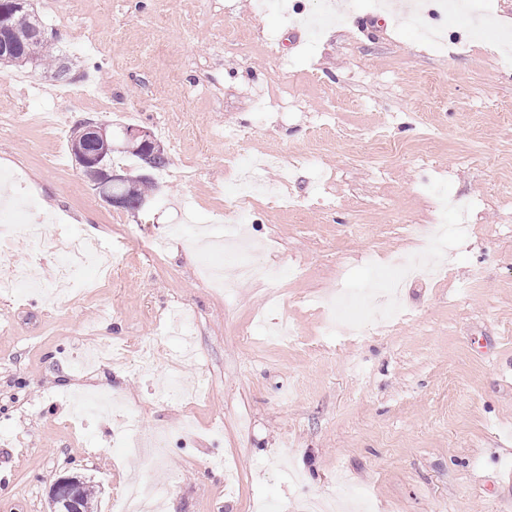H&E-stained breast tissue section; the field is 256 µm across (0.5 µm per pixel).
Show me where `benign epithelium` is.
Listing matches in <instances>:
<instances>
[{"mask_svg": "<svg viewBox=\"0 0 512 512\" xmlns=\"http://www.w3.org/2000/svg\"><path fill=\"white\" fill-rule=\"evenodd\" d=\"M21 3L22 0H3L0 3V62L11 59L8 52L11 10ZM126 136L141 140L152 154L162 151L150 130L145 127L133 128L126 132ZM72 142L73 160L82 175L99 189L102 199L108 205L117 209L125 208L126 203L122 197L107 191V186L112 181L125 179V176L107 170L108 150L114 148L112 134L108 133L107 125L92 121L83 123L73 130ZM77 485L78 479L75 477L61 476L54 481L51 486V499L56 512H83L77 500Z\"/></svg>", "mask_w": 512, "mask_h": 512, "instance_id": "obj_1", "label": "benign epithelium"}]
</instances>
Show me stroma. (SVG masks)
<instances>
[{
	"label": "stroma",
	"instance_id": "obj_1",
	"mask_svg": "<svg viewBox=\"0 0 512 512\" xmlns=\"http://www.w3.org/2000/svg\"><path fill=\"white\" fill-rule=\"evenodd\" d=\"M375 2L31 0L40 19L69 23L49 26L50 56L0 63V172L21 177L9 195L97 239L114 268L106 281L85 270L79 300L55 297L49 235L44 293L0 298V512H54L62 475L86 483L92 512H112L137 475L161 485L164 512L312 495L347 512H512L499 474L512 461V0H481L478 27L440 0L424 23L442 28V47L400 25L402 0ZM54 108L73 127L150 129L168 179L140 210L108 207L69 143L36 122ZM270 153L280 165L255 175L298 209L256 202L249 234L277 278L228 303L198 269L229 275L238 257L200 249L197 233L231 202L233 158ZM441 221L469 234L431 252L439 273L403 287L397 320L370 309L362 334L319 336L311 296L338 293L344 274L370 285L371 257L418 251L411 226ZM154 237L157 252L144 247ZM172 307L190 311L187 335L162 332ZM284 318L300 344L266 338ZM104 341L159 356L146 374L127 362L77 372L74 356ZM174 381L197 400H159ZM103 388L127 413L76 417L70 395ZM129 415L169 430L159 455L118 443Z\"/></svg>",
	"mask_w": 512,
	"mask_h": 512
}]
</instances>
